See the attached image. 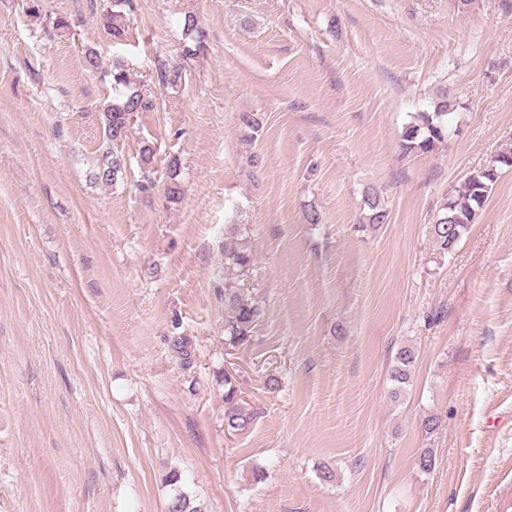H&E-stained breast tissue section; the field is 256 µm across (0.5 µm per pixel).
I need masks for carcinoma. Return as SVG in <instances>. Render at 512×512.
<instances>
[{
    "mask_svg": "<svg viewBox=\"0 0 512 512\" xmlns=\"http://www.w3.org/2000/svg\"><path fill=\"white\" fill-rule=\"evenodd\" d=\"M106 28L111 38L122 39L125 33L123 15L118 12L112 13L108 17ZM111 76L116 95L111 101L103 104L100 112L106 148L102 151L93 177L102 183L115 185L125 163L111 149V145L126 137L132 117L138 112L145 111L149 107V102L138 88L131 86L122 66H114ZM455 109L456 101L447 93L440 94L434 102L433 111L418 113L403 128L402 150L407 153L435 151L448 136V115ZM239 122L251 138L258 135L263 127L261 116L252 112L241 113ZM496 157V161H490L467 175L460 188L448 195L447 202L441 205L434 224L430 225V234L442 252L447 253L458 245L471 225L477 222L501 175L512 168V147L498 152ZM178 171V161L173 158L168 164L166 185L167 198L172 203L178 202L181 198ZM366 205L369 209V214L366 215L367 223L386 222L388 212L376 195H366ZM251 259V253L240 244L224 247V266L227 268L243 270L250 265ZM224 303L228 309L225 333L229 341L233 344L248 341L262 314L261 307L257 303L243 299L231 286L224 288ZM415 362L416 351L412 347L405 346L398 350L390 372L391 381L394 383L393 394H399L402 386L410 382ZM224 386V422L227 428L233 431L248 429L256 419L257 412L243 405L228 373L224 375Z\"/></svg>",
    "mask_w": 512,
    "mask_h": 512,
    "instance_id": "cac0c4a2",
    "label": "carcinoma"
}]
</instances>
